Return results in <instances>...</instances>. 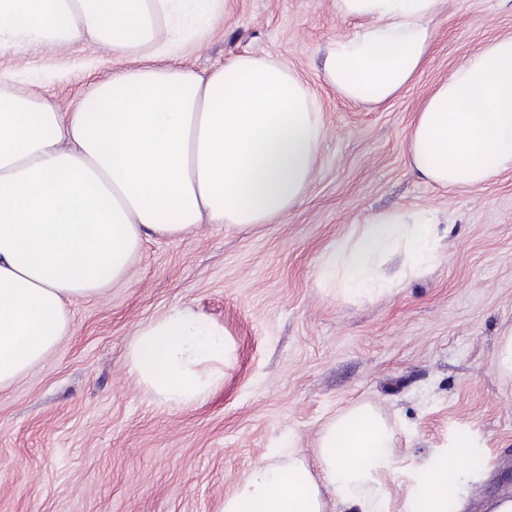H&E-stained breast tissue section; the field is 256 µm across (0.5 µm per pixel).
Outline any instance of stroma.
Listing matches in <instances>:
<instances>
[{"mask_svg": "<svg viewBox=\"0 0 512 512\" xmlns=\"http://www.w3.org/2000/svg\"><path fill=\"white\" fill-rule=\"evenodd\" d=\"M161 61L205 74L240 54L285 63L314 92L326 127L303 200L247 229L207 224L147 238L128 281L69 304L47 358L0 389V512H222L255 464L296 443L312 451L336 413L367 403L395 433L402 464L474 433L491 472L468 512L512 496V381L495 370L512 334V171L442 188L408 165L430 89L491 40L512 34V0H445L428 63L382 106L325 80L329 44L354 34L334 0H228L198 36L183 12ZM90 38L0 49L16 90L73 109L96 82L144 64ZM434 211L442 260L372 300L319 277L327 247L376 213ZM189 307L222 327L224 381L204 401L165 403L130 372L136 330Z\"/></svg>", "mask_w": 512, "mask_h": 512, "instance_id": "obj_1", "label": "stroma"}]
</instances>
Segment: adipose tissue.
<instances>
[{
	"label": "adipose tissue",
	"instance_id": "1",
	"mask_svg": "<svg viewBox=\"0 0 512 512\" xmlns=\"http://www.w3.org/2000/svg\"><path fill=\"white\" fill-rule=\"evenodd\" d=\"M178 0H0V47L63 46L89 35L112 52L162 51L159 25ZM443 0H335L362 20L324 61L344 98L382 105L425 66ZM0 72V388L43 362L69 330L67 305L127 280L145 237L202 224L244 228L306 194L325 135L315 97L288 67L249 54L208 75L172 64L119 72L69 112L9 91ZM425 181L476 188L512 169V35L491 41L438 83L409 137ZM438 221L426 209L370 216L324 253V283L372 297L429 268ZM400 257L397 274L386 272ZM222 329L175 308L141 326L130 370L157 399L192 405L224 380ZM464 431L413 466L371 405L321 429L310 469L302 449L254 465L224 512H464L483 469Z\"/></svg>",
	"mask_w": 512,
	"mask_h": 512
}]
</instances>
